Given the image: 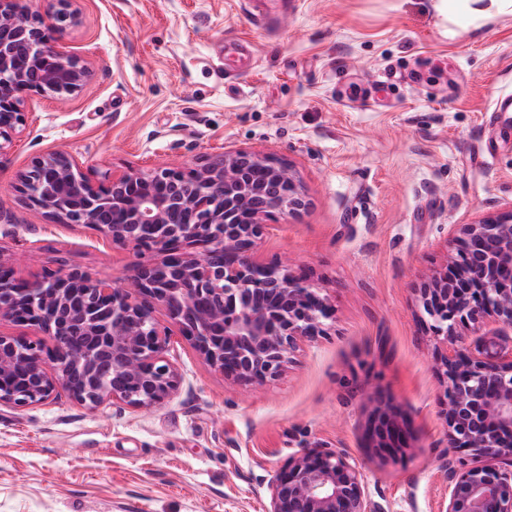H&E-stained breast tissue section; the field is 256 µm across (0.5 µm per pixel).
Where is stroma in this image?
I'll list each match as a JSON object with an SVG mask.
<instances>
[{"label":"stroma","mask_w":512,"mask_h":512,"mask_svg":"<svg viewBox=\"0 0 512 512\" xmlns=\"http://www.w3.org/2000/svg\"><path fill=\"white\" fill-rule=\"evenodd\" d=\"M295 2L265 30L240 0H79L58 43L92 77L65 99L27 96L0 159V258L24 280H121L138 259L22 202L15 177L35 156L70 153L97 179L253 147L289 160L309 199L266 225L255 258L321 288L328 335L241 385L176 332L182 384L160 406L63 392L0 406V512H265L274 472L305 448L358 458L383 512H440L444 384L417 290L454 225L512 205V123L491 118L512 94V15L453 28L436 0ZM380 405L409 430L402 452L369 437Z\"/></svg>","instance_id":"35a3bbf8"}]
</instances>
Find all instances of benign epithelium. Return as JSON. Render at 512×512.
Returning a JSON list of instances; mask_svg holds the SVG:
<instances>
[{
    "instance_id": "obj_1",
    "label": "benign epithelium",
    "mask_w": 512,
    "mask_h": 512,
    "mask_svg": "<svg viewBox=\"0 0 512 512\" xmlns=\"http://www.w3.org/2000/svg\"><path fill=\"white\" fill-rule=\"evenodd\" d=\"M44 14L0 0V154L24 124L26 95L79 93L89 67L54 44L79 19L78 0H48ZM251 164L288 176L278 208L257 204ZM171 182L159 196L151 185ZM15 190L56 224H82L115 245L156 251L129 283L58 269L33 281L0 259V323L33 327L50 343L0 332V406L26 408L61 390L94 409L105 402L154 407L175 394L181 374L171 334L154 316L165 308L204 362L237 384L264 383L293 363L303 340L326 335L328 298L288 266L254 260L267 222L307 205L291 164L260 150L227 147L184 168L128 166L93 180L65 152L34 158ZM455 252L418 289L440 340L442 413L451 457L442 512H512V207L452 230ZM486 319L492 338L470 348L458 328ZM374 446L395 453L407 431L388 409L375 412ZM506 462L500 467L492 461ZM266 512H381L362 464L339 450L304 448L276 471Z\"/></svg>"
}]
</instances>
